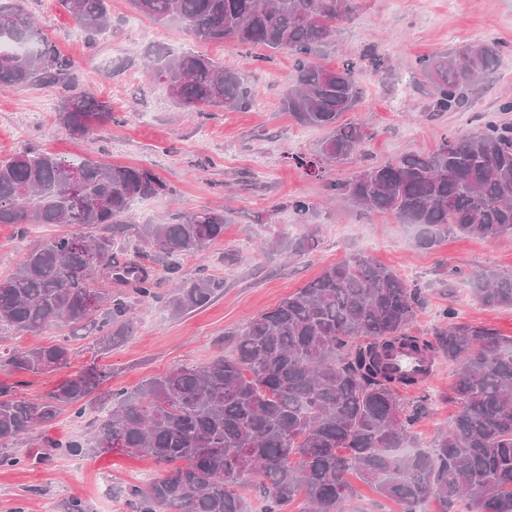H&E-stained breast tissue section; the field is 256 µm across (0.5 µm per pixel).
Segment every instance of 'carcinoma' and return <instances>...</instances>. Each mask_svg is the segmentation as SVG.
Here are the masks:
<instances>
[{"label":"carcinoma","mask_w":512,"mask_h":512,"mask_svg":"<svg viewBox=\"0 0 512 512\" xmlns=\"http://www.w3.org/2000/svg\"><path fill=\"white\" fill-rule=\"evenodd\" d=\"M90 46L112 25L107 0H57ZM154 22L183 23L203 43L285 50L293 75L283 107L305 127L327 131L316 157L296 156L310 172L320 161L359 152L361 126L342 123L362 101L357 64L327 68L317 47L336 38V22L351 0H131ZM20 49L0 52V87H57L60 123L75 136L95 121L112 120L108 103L77 90L72 63L38 28L21 0H0V41ZM498 45L465 44L418 61L432 87L431 118L468 109L495 71ZM152 77L178 105L247 109L246 75L193 51L155 54ZM336 194L417 229L431 247L455 233L512 238V122L489 123L443 139L428 154H406L364 164L331 185ZM170 192L146 168L69 160L30 148L0 160V224L27 234L33 224H76L86 232L62 234L24 253L15 272L0 279V331L39 332L58 323L89 327L100 352L132 330L131 305L165 295L175 316L206 307L224 280L199 268L183 272L180 259L198 254L224 235V214L189 211L173 224H143L141 236L169 258L158 270L148 257L113 253L114 236L129 228L136 204ZM290 208L304 224L312 212L304 196ZM121 292L112 293V286ZM471 294L485 307L512 308V273L483 269ZM424 305L422 289L358 254L326 268L314 281L252 318L238 333L234 353L205 366L181 365L138 392L112 394V409L95 431L96 449L147 456L169 469L128 496L133 512H247L238 492L248 486L261 512H287L296 497L306 512H342L354 490L350 471L403 512L434 498L442 512H512V336L457 320L453 308L431 336L410 331ZM400 349L457 366L444 401L457 413L426 446L411 429L431 413L429 403H404L415 379L390 363ZM67 342L11 352L19 372L48 373L70 365ZM92 363L65 379L40 404L0 385V466H15L9 447L34 426L84 402L107 379Z\"/></svg>","instance_id":"carcinoma-1"}]
</instances>
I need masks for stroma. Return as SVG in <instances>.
Wrapping results in <instances>:
<instances>
[{
  "label": "stroma",
  "instance_id": "stroma-1",
  "mask_svg": "<svg viewBox=\"0 0 512 512\" xmlns=\"http://www.w3.org/2000/svg\"><path fill=\"white\" fill-rule=\"evenodd\" d=\"M352 19L341 22L335 40L315 53L318 63L339 67L355 59L363 102L344 121L359 123L367 138L357 158L321 164L318 174L295 165L297 155L315 156L325 130L298 125L282 106L293 60L285 52H266L199 42L182 24H158L136 14L130 0H108L112 29L89 48L72 17L55 0H24L35 22L74 64L80 89L108 103L112 119L93 125L83 137L70 135L57 118L60 93L53 88L0 90V159L28 147L60 156H79L122 167L152 170L169 193L142 202L133 222L170 224L185 211H217L226 218L223 237L203 256L181 260L184 272L206 266L224 280V291L207 307L175 318L163 300L138 304L133 331L106 353H98L93 334L53 326L37 333L0 334V357L12 350L68 341L73 352L69 373L97 363L108 379L89 398L84 414L65 410L52 422L34 426L12 447L26 457L45 439L80 437L79 455L54 451L45 461L0 467V512H60L68 498L86 502L90 512H133L125 490L146 486L161 473L153 459L121 450L95 452L93 423L104 417L116 392L132 394L148 380L183 365H205L233 350V335L256 315L275 307L317 278L326 267L364 253L377 264L424 288L426 305L412 325L423 335L440 323L446 308L459 320L475 322L512 336V308L485 309L476 303L463 275L492 268L512 272V238L484 240L451 235L434 248L415 245L414 231L388 214L363 210L327 188L351 177L360 164H383L407 153L435 150L444 137L501 120L499 101L512 98V0H358ZM496 42L500 62L487 89L472 106L438 119L425 114L429 86L420 58L479 42ZM187 50L244 66L253 95L246 110L187 112L164 85L143 77L153 52ZM382 58L373 69L366 56ZM310 199V221L319 227V246L301 255L292 245L297 227L289 201ZM65 224L36 225L21 236L0 224V279L9 277L20 255L49 238L68 232ZM61 373L32 375L0 365V383L19 397L42 402ZM456 380V367L438 359L434 374L406 389L407 402L431 399L433 412L414 426L420 444L445 428L455 412L441 402Z\"/></svg>",
  "mask_w": 512,
  "mask_h": 512
}]
</instances>
